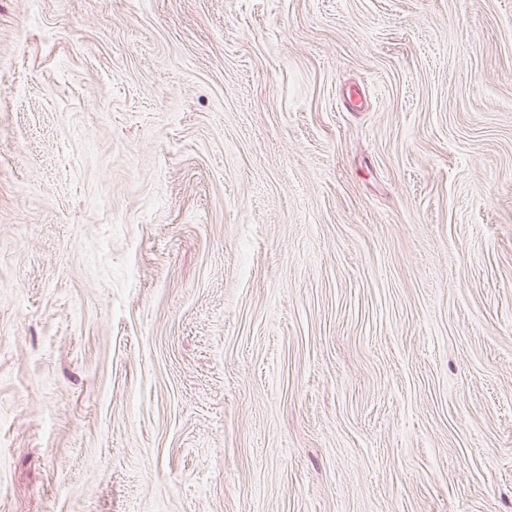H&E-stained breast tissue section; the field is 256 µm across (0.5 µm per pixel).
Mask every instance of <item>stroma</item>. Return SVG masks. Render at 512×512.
<instances>
[{"label":"stroma","instance_id":"35a3bbf8","mask_svg":"<svg viewBox=\"0 0 512 512\" xmlns=\"http://www.w3.org/2000/svg\"><path fill=\"white\" fill-rule=\"evenodd\" d=\"M0 512H512V0H0Z\"/></svg>","mask_w":512,"mask_h":512}]
</instances>
